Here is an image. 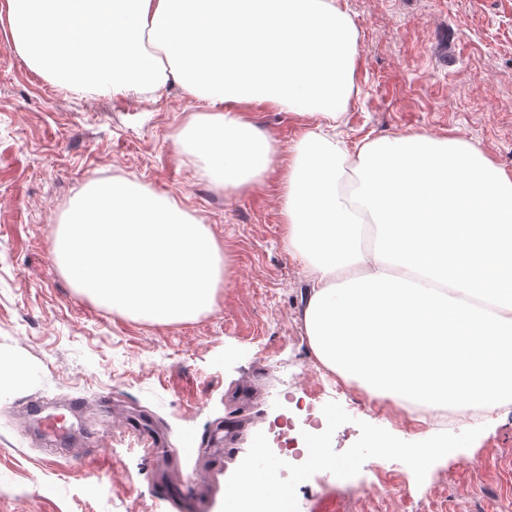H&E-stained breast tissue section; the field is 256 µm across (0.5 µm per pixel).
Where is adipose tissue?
Here are the masks:
<instances>
[{
  "label": "adipose tissue",
  "mask_w": 512,
  "mask_h": 512,
  "mask_svg": "<svg viewBox=\"0 0 512 512\" xmlns=\"http://www.w3.org/2000/svg\"><path fill=\"white\" fill-rule=\"evenodd\" d=\"M109 8L101 54L70 73L71 17ZM11 45L68 92L155 94L178 79L210 109L174 136L225 191L280 152L238 110L310 118L285 178L284 246L310 283L302 322L325 371L412 421L512 409V173L474 143L427 133L355 147L328 136L357 92L359 33L337 0H8Z\"/></svg>",
  "instance_id": "1"
}]
</instances>
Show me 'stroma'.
Here are the masks:
<instances>
[{"label": "stroma", "instance_id": "35a3bbf8", "mask_svg": "<svg viewBox=\"0 0 512 512\" xmlns=\"http://www.w3.org/2000/svg\"><path fill=\"white\" fill-rule=\"evenodd\" d=\"M360 33L358 97L340 122L348 146L402 133L457 136L512 172V0H338ZM201 105L179 85L77 97L32 70L0 23V512H171L158 482L202 477L203 512H221L224 487L257 432L300 406L323 408L301 321L307 279L283 247L281 212L291 148L308 122L271 106L240 105L281 145L259 186L226 196L174 135ZM137 181L172 198L212 233L226 258L212 312L170 325L133 319L74 288L52 256V228L94 179ZM84 404L67 411L68 399ZM335 399L350 423L333 435L342 452L358 421L415 442L435 427L411 422L390 401L349 387ZM31 400L68 413L86 457L51 456L16 412ZM145 418L172 439L242 419L225 465L160 457L127 424ZM418 512H512V411L494 413L468 448L436 462L424 482L387 461ZM350 479L319 472L297 488L299 512H397L396 499H358Z\"/></svg>", "mask_w": 512, "mask_h": 512}]
</instances>
